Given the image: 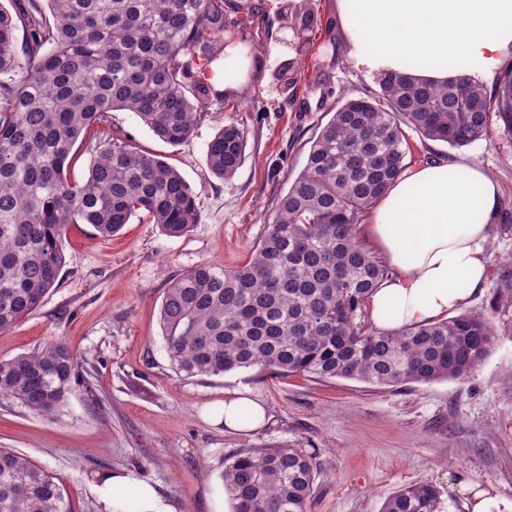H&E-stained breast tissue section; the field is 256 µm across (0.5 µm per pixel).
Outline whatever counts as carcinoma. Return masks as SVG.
Here are the masks:
<instances>
[{
	"mask_svg": "<svg viewBox=\"0 0 512 512\" xmlns=\"http://www.w3.org/2000/svg\"><path fill=\"white\" fill-rule=\"evenodd\" d=\"M11 3V12L0 6L1 332L58 285L69 225L90 224L108 239L134 217L171 237L199 223L197 197L175 167L99 124L127 111L169 145L188 141L210 96L224 99L205 71L224 52L228 28L224 0ZM282 21L294 34L314 28L310 12ZM377 84L372 95L336 104L248 263H201L167 288L160 326L178 376L256 369L374 386L431 383L470 377L494 349L497 336L479 314L394 332L366 328V300L388 271L359 240L357 224L403 172L404 128L463 147L490 138L493 112L512 135V71L491 90L394 72ZM77 144L93 157L82 179L72 168ZM246 147L243 128L221 127L206 144L210 172L234 176ZM79 385L60 342L0 360V394L45 417ZM316 475L302 450L269 446L238 451L221 479L233 512H307ZM0 512L70 507L60 478L0 448ZM382 512H439L437 490L406 485Z\"/></svg>",
	"mask_w": 512,
	"mask_h": 512,
	"instance_id": "obj_1",
	"label": "carcinoma"
}]
</instances>
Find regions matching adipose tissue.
<instances>
[{
    "label": "adipose tissue",
    "mask_w": 512,
    "mask_h": 512,
    "mask_svg": "<svg viewBox=\"0 0 512 512\" xmlns=\"http://www.w3.org/2000/svg\"><path fill=\"white\" fill-rule=\"evenodd\" d=\"M347 58L366 74L396 71L443 84L491 79L512 64V0H338ZM256 56L240 42L224 47V70L239 91ZM500 211V187L483 169L428 163L402 173L364 216L363 236L393 267L369 300L377 328L389 331L447 317L481 291L486 242ZM134 486L147 512H167L154 487L125 473L95 485L103 512L114 491Z\"/></svg>",
    "instance_id": "obj_1"
}]
</instances>
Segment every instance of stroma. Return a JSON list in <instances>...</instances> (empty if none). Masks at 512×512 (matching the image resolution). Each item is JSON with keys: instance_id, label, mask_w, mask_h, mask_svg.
<instances>
[{"instance_id": "35a3bbf8", "label": "stroma", "mask_w": 512, "mask_h": 512, "mask_svg": "<svg viewBox=\"0 0 512 512\" xmlns=\"http://www.w3.org/2000/svg\"><path fill=\"white\" fill-rule=\"evenodd\" d=\"M284 0H224L229 19L250 7L261 64L238 97L210 99L194 135L179 146L159 140L131 112H112L113 129L173 165L197 197L200 222L182 237L131 219L116 236L72 224L66 263L40 308L0 332V360L63 342L85 380L56 416H41L0 395V448L30 456L63 482L73 512H101L93 484L118 471L150 481L169 512H232L221 474L243 448L280 445L314 455L320 474L308 512H380L385 499L415 482L432 483L441 512H469L449 481L475 480L485 512H512V135L491 119L492 141L461 148L409 132L406 168L431 160L481 167L500 185L501 207L487 243L490 271L469 311L498 338L465 380L403 382L378 388L356 380H317L237 370L185 379L173 371L159 322L170 284L196 265L246 263L275 216V199L303 170L309 142L342 97L376 91L375 77L346 55L337 0H297L317 24L302 51L281 44ZM298 58L295 86L272 73ZM243 126L246 156L232 179L214 176L206 143L222 126ZM259 402L267 421L248 433L224 426V398Z\"/></svg>"}]
</instances>
